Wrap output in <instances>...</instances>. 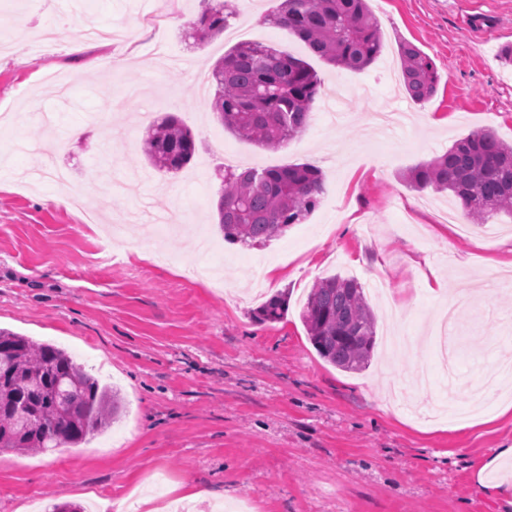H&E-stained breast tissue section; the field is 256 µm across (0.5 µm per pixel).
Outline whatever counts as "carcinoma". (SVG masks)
<instances>
[{
    "label": "carcinoma",
    "instance_id": "obj_1",
    "mask_svg": "<svg viewBox=\"0 0 512 512\" xmlns=\"http://www.w3.org/2000/svg\"><path fill=\"white\" fill-rule=\"evenodd\" d=\"M189 37L203 44L237 17L230 0H203ZM266 21L288 29L325 62L362 70L380 55L379 25L366 0H281ZM404 88L417 104L440 82L433 61L411 43L399 45ZM211 108L229 132L277 149L307 128L321 80L304 60L260 42H242L211 71ZM143 151L154 168L177 172L196 152L190 130L174 115L146 127ZM417 188L446 191L479 224L512 215V145L490 129L455 141L448 151L407 172ZM323 193L314 165L228 169L218 201L224 240L244 246L282 235L313 212ZM286 298L276 294L256 312L277 322ZM317 352L344 371L366 367L375 345V316L354 277L330 276L311 289L302 313ZM121 412L116 391L77 364L64 349L0 328V452H52L77 446L109 427Z\"/></svg>",
    "mask_w": 512,
    "mask_h": 512
}]
</instances>
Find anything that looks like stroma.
<instances>
[{
  "instance_id": "35a3bbf8",
  "label": "stroma",
  "mask_w": 512,
  "mask_h": 512,
  "mask_svg": "<svg viewBox=\"0 0 512 512\" xmlns=\"http://www.w3.org/2000/svg\"><path fill=\"white\" fill-rule=\"evenodd\" d=\"M280 0H236L231 34L185 36L199 0H0V327L55 344L114 386L121 418L76 448L0 452V512L72 501L102 512H153L157 494L190 488L236 512H512V411L459 427L487 370L512 360V217L458 231L447 193L405 173L491 128L512 143V0H367L383 50L360 71L328 65L265 18ZM71 24L69 42L34 46L17 14ZM123 29L111 68L94 65L85 30ZM264 42L322 79L299 137L264 149L224 130L193 75L233 46ZM441 76L426 103L400 84L398 46ZM410 113L387 131L378 112ZM176 115L197 150L176 173L143 155L144 113ZM78 135H71L72 127ZM309 163L319 206L263 246L225 241L217 202L224 166ZM273 268L270 282L248 270ZM355 277L376 316L375 353L356 372L326 362L301 313L320 278ZM460 309L449 332L423 278ZM285 294L283 319L255 318Z\"/></svg>"
}]
</instances>
